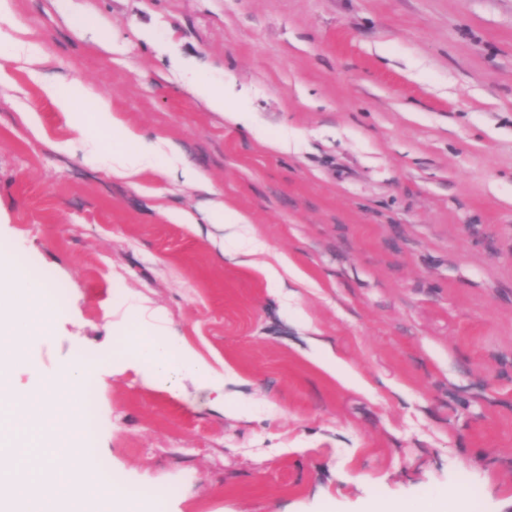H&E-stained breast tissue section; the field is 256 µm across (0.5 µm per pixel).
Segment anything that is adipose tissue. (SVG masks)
<instances>
[{
    "instance_id": "obj_1",
    "label": "adipose tissue",
    "mask_w": 512,
    "mask_h": 512,
    "mask_svg": "<svg viewBox=\"0 0 512 512\" xmlns=\"http://www.w3.org/2000/svg\"><path fill=\"white\" fill-rule=\"evenodd\" d=\"M0 57L27 65L43 64L47 56L38 42L28 38L24 25L16 18L12 0H0ZM171 68L186 73L187 89L207 109L222 114L235 123L245 122L244 113L233 108L224 93L221 82L190 71L188 64L173 58ZM50 97L67 120L88 143L95 156L112 161L113 179L138 184L148 171L169 177L179 174L183 183L194 186L208 185L209 179L203 171L181 165L172 171L171 163L177 152L174 144L159 139H149L125 127L113 112L110 98L93 87L79 84L70 88L54 84L44 85ZM166 216L174 224L198 225L222 224L235 236L234 245L247 266H256L265 277L269 287H277L284 276L302 281L311 287V280L281 254H268L266 247L254 234L249 215L232 209L222 199L209 204L206 216L197 217L186 209H167ZM117 354L137 357L142 364L140 380L150 388L166 387L176 393V374L189 373L213 395L215 404H223L224 387L237 380V372L224 361L212 362L198 355L178 337L155 330L146 324H133L115 336ZM394 512H467V500L461 489L452 487L436 490L425 500H407L397 503Z\"/></svg>"
}]
</instances>
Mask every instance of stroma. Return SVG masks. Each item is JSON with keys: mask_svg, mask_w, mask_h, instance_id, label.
I'll return each instance as SVG.
<instances>
[{"mask_svg": "<svg viewBox=\"0 0 512 512\" xmlns=\"http://www.w3.org/2000/svg\"><path fill=\"white\" fill-rule=\"evenodd\" d=\"M75 4L65 17L13 0L49 61L36 77L0 58V245L64 291L53 333L28 348L36 369L100 363L86 465L173 489L154 512H389L454 486L512 512V0ZM84 12L124 54L95 49ZM168 44L232 89L250 127L187 91ZM46 81L93 85L126 126L177 143L314 287L289 277L274 295L213 246L217 227L163 212L210 191L113 180ZM130 303L236 368L231 411L187 377L174 397L143 386L134 358L113 362ZM322 343L371 391L317 367Z\"/></svg>", "mask_w": 512, "mask_h": 512, "instance_id": "35a3bbf8", "label": "stroma"}]
</instances>
